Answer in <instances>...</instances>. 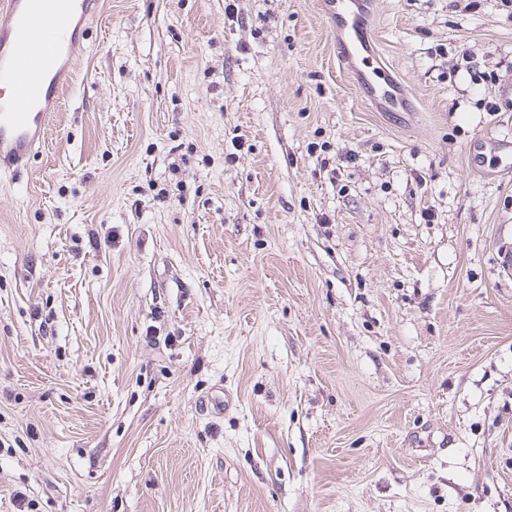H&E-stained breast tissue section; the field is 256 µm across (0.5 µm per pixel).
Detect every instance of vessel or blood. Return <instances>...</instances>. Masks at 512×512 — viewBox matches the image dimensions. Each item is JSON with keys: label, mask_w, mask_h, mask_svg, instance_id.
<instances>
[{"label": "vessel or blood", "mask_w": 512, "mask_h": 512, "mask_svg": "<svg viewBox=\"0 0 512 512\" xmlns=\"http://www.w3.org/2000/svg\"><path fill=\"white\" fill-rule=\"evenodd\" d=\"M100 0H0V171H17L43 144ZM343 72L386 111L402 107L400 85L381 63L373 0H321Z\"/></svg>", "instance_id": "b4317fda"}]
</instances>
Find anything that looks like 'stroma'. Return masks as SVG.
Instances as JSON below:
<instances>
[{"instance_id":"stroma-1","label":"stroma","mask_w":512,"mask_h":512,"mask_svg":"<svg viewBox=\"0 0 512 512\" xmlns=\"http://www.w3.org/2000/svg\"><path fill=\"white\" fill-rule=\"evenodd\" d=\"M319 2L101 0L0 177V512H512V16L376 0L387 112Z\"/></svg>"}]
</instances>
